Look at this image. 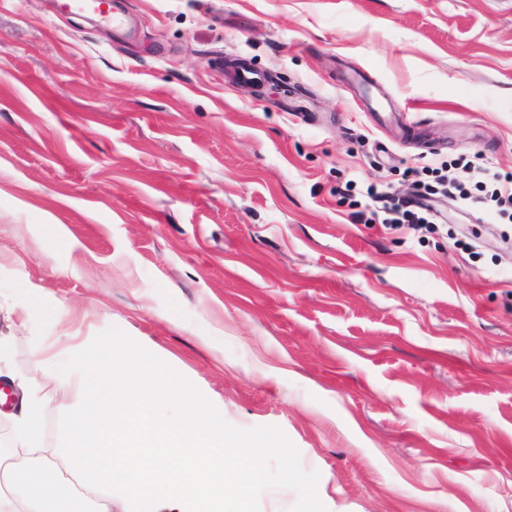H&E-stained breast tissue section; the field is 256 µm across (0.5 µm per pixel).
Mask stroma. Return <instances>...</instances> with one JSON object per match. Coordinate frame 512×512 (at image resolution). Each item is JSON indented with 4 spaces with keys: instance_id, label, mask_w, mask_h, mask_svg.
Wrapping results in <instances>:
<instances>
[{
    "instance_id": "stroma-1",
    "label": "stroma",
    "mask_w": 512,
    "mask_h": 512,
    "mask_svg": "<svg viewBox=\"0 0 512 512\" xmlns=\"http://www.w3.org/2000/svg\"><path fill=\"white\" fill-rule=\"evenodd\" d=\"M121 3L0 0L14 370L126 337L269 448L264 512H512V225L354 216L409 167L512 173V0ZM56 5L57 12L62 15L75 11L82 12L88 10L102 19H112V25L114 26L119 24V18L116 12L117 4L113 2L111 10L109 0H68L62 2L57 0Z\"/></svg>"
}]
</instances>
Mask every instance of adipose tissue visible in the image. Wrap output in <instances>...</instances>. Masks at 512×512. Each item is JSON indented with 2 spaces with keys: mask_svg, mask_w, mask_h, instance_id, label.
Returning a JSON list of instances; mask_svg holds the SVG:
<instances>
[{
  "mask_svg": "<svg viewBox=\"0 0 512 512\" xmlns=\"http://www.w3.org/2000/svg\"><path fill=\"white\" fill-rule=\"evenodd\" d=\"M35 372L16 378L19 443L35 468L0 461V512H255L266 451L244 443L220 410L201 407L158 359L111 332L53 352L33 348ZM52 376L66 426L60 448L43 453Z\"/></svg>",
  "mask_w": 512,
  "mask_h": 512,
  "instance_id": "ef3b65f1",
  "label": "adipose tissue"
}]
</instances>
